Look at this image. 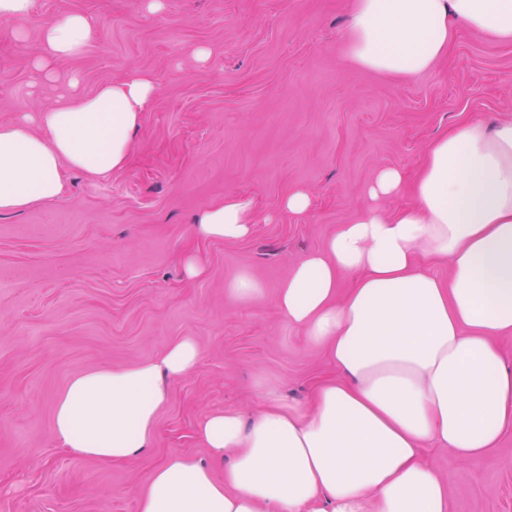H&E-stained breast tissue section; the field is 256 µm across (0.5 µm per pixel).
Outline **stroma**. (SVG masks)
Instances as JSON below:
<instances>
[{"label":"stroma","mask_w":512,"mask_h":512,"mask_svg":"<svg viewBox=\"0 0 512 512\" xmlns=\"http://www.w3.org/2000/svg\"><path fill=\"white\" fill-rule=\"evenodd\" d=\"M349 4L162 0L152 12L145 0H36L29 17L0 21V122L135 71L158 86L124 169L68 172L62 199L0 213V512H136L164 458L211 462L194 433L209 411L252 415L272 388L303 406L340 378L278 310L279 287L363 211L380 168L414 176L448 129L512 118L511 43L461 28L430 72L391 77L347 57ZM74 11L91 24L83 55L36 74L44 24ZM295 188L315 200L301 222L281 208ZM229 194L253 200L252 235L194 238L196 215ZM189 251L206 277H185ZM241 275L256 299L230 294ZM183 336L201 362L169 381L150 448L109 466L53 447L54 402L72 376L149 360ZM428 457L448 512H512V430L481 457Z\"/></svg>","instance_id":"35a3bbf8"}]
</instances>
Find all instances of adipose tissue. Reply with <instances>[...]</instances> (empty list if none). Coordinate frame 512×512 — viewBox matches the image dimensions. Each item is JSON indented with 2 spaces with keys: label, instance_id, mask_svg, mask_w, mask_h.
<instances>
[{
  "label": "adipose tissue",
  "instance_id": "obj_1",
  "mask_svg": "<svg viewBox=\"0 0 512 512\" xmlns=\"http://www.w3.org/2000/svg\"><path fill=\"white\" fill-rule=\"evenodd\" d=\"M459 27L512 43V0H353L346 50L365 69L416 77ZM89 36L83 14L50 21L35 69L80 57ZM155 94L152 76L137 72L0 123V212L61 198L64 168L91 178L123 169ZM402 187L401 171L380 169L363 212L296 265L276 296L340 378L319 384L308 408L271 391L251 422L233 410L205 415L196 436L230 454L223 479L202 461L168 456L136 512H448L427 449L476 457L512 429V367L500 346L512 338V120L439 136L412 203L382 215L377 200ZM254 223L251 200L232 194L203 209L194 231L238 241ZM443 260L445 281L425 270ZM343 275L354 285L341 299ZM200 362L196 342L182 337L157 358L73 376L54 404L57 447L127 462L150 447L168 380Z\"/></svg>",
  "mask_w": 512,
  "mask_h": 512
}]
</instances>
